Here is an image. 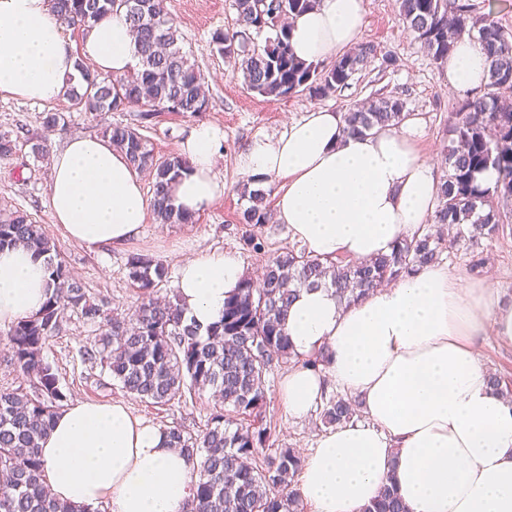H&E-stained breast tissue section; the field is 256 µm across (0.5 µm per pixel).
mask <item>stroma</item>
Masks as SVG:
<instances>
[{"label": "stroma", "instance_id": "1", "mask_svg": "<svg viewBox=\"0 0 512 512\" xmlns=\"http://www.w3.org/2000/svg\"><path fill=\"white\" fill-rule=\"evenodd\" d=\"M165 7L184 38V50L190 52L204 77L209 107L194 116L159 113L143 134L155 158L162 160L176 153L182 134L192 126L214 124L224 131V146L218 159L224 194L196 215L194 223L160 224L148 220L139 237L121 249L91 251L74 244L49 222L47 185L52 154L69 136L99 135L107 125L135 122L136 110L90 114L70 111L65 103H32L0 97V130L11 132L18 142L15 154L0 158V213L22 209L43 224L60 258L81 281L88 296L106 299L111 315L130 316L136 304L125 269L131 254L159 260L173 274L181 260L197 253L230 251L238 254L246 275L257 279L268 260L291 249L287 226L273 221L256 230L264 243L263 250L256 252L245 244L246 227L240 218L246 203L237 192L243 175L236 160L255 135L280 134L288 123L311 108L344 112L378 95L400 96L406 112L421 121V152L436 163H443L450 115L457 110L465 94L449 88L446 67L433 60L411 29L400 20L398 0H366L361 26L362 42L392 54L396 59L395 67H384L381 59H374L353 77L347 88L326 98L306 93L263 97L246 90L241 78L234 76L232 63L218 54L211 43L216 30L237 28L232 0H165ZM47 112L63 113L64 125L45 128L42 116ZM505 215L504 235L484 249L486 262L481 276L493 282L500 303L508 306L512 305V207L506 209ZM95 334L93 325L67 309L62 314L61 333L45 345L43 355L57 370L68 398L93 402L121 400L134 415L153 424L165 428L177 426L192 436L204 429L218 404L211 393L174 406L152 405L110 384L108 376L88 373L78 349ZM290 368L287 362L276 365L268 376L266 425L270 437L266 446L271 451L289 447L304 455L315 447L325 427L316 411L304 420L288 417L278 397V387Z\"/></svg>", "mask_w": 512, "mask_h": 512}]
</instances>
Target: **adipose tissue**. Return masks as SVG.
<instances>
[{"label": "adipose tissue", "instance_id": "adipose-tissue-1", "mask_svg": "<svg viewBox=\"0 0 512 512\" xmlns=\"http://www.w3.org/2000/svg\"><path fill=\"white\" fill-rule=\"evenodd\" d=\"M364 11L365 0H317L290 18L296 58L315 64L355 47ZM65 29L50 0H0V95L62 102L81 81L78 62L117 77L139 62L124 12L108 14L78 43ZM445 65L456 89L488 82L487 55L470 36ZM344 127L342 113L312 109L280 136H255L238 164L247 176L279 181L276 219L309 255L359 262L391 253L430 222L439 177L417 148L415 119L365 136ZM223 142L212 124L179 142L189 169L172 187L176 207L196 215L223 196L215 171ZM47 200L51 223L89 250L128 245L152 207L139 172L95 136L68 138L53 153ZM243 277L230 252L181 262L175 290L185 317L204 330L217 323ZM52 288L43 258L0 250V326L37 314ZM489 325L512 342V307L499 305L491 282L461 287L443 265L347 306L324 288L298 291L285 320L292 350L304 358L324 348L332 361L324 373L297 367L285 375L286 413L306 418L332 384L362 410L325 432L304 461L301 496L314 512H362L389 480L408 512H512V405L493 392L475 345ZM40 456L54 497L92 512H188L197 479L165 428L121 401L65 404Z\"/></svg>", "mask_w": 512, "mask_h": 512}]
</instances>
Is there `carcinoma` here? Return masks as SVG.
Returning a JSON list of instances; mask_svg holds the SVG:
<instances>
[{
	"instance_id": "cac0c4a2",
	"label": "carcinoma",
	"mask_w": 512,
	"mask_h": 512,
	"mask_svg": "<svg viewBox=\"0 0 512 512\" xmlns=\"http://www.w3.org/2000/svg\"><path fill=\"white\" fill-rule=\"evenodd\" d=\"M54 12L68 26L83 28L123 9L136 33L139 68L119 79L95 73L78 63L85 83L72 93V109L98 113L140 109L147 121L158 112L199 114L208 109L202 75L179 45L181 35L168 16L164 0H52ZM317 0H233L240 30L217 31L212 44L234 64L246 89L264 97H286L308 91L328 97L346 88L371 61L376 49L362 44L328 66L305 64L290 48L283 18L314 7ZM399 16L433 60L443 62L456 39L477 34L488 55L486 92L466 98L452 114L445 158L448 172L440 178L434 225L455 229L444 239L426 227L422 234L398 244L388 255L366 263L328 260L290 249L270 259L259 281H242L224 300V316L206 333L188 322L177 299L161 301L157 287L167 268L153 258L132 254L126 262L128 280L139 303L127 319L109 317L90 301L82 283L62 260L43 225L22 210L0 214V249L23 247L44 258L54 289L43 309L12 326L9 342L13 365L31 388L0 390V512H89L48 493L40 442L67 401L53 367L42 350L60 329L66 308L102 326L81 349L83 360L101 367L126 393L142 402L181 403L207 390L233 407L240 423L230 428L224 413L215 411L195 437L176 426L167 428L171 445L196 461L190 512H304L292 486L303 467L292 448L264 452L267 429L261 413L267 404L265 383L273 360H294L283 331L286 312L300 288L326 287L339 303L349 305L381 284L398 280L440 260L443 252H462L470 268L482 267V240L499 233L501 207L512 202V108L503 95L512 93V33L466 0H400ZM268 33L263 44L250 32ZM407 115L404 102L381 96L344 113L350 135L399 125ZM114 149L134 169L152 176L153 213L160 224H192L195 216L176 208L171 184L188 169L178 154L154 158L139 128L109 124L103 130ZM497 172L493 185L477 182L488 168ZM248 202L241 223L256 227L269 221L270 191L238 186ZM358 415L357 406L342 395L328 401L321 414L324 426ZM363 512H407L392 484H385Z\"/></svg>"
}]
</instances>
